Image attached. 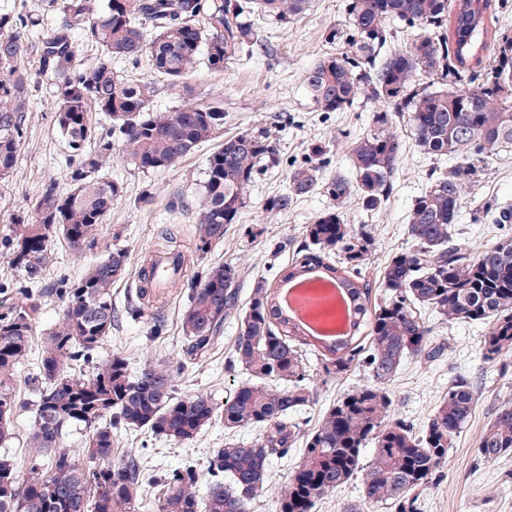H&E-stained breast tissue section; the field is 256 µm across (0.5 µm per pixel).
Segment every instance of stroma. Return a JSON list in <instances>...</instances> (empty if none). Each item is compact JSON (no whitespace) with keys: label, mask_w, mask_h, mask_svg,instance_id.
Listing matches in <instances>:
<instances>
[{"label":"stroma","mask_w":512,"mask_h":512,"mask_svg":"<svg viewBox=\"0 0 512 512\" xmlns=\"http://www.w3.org/2000/svg\"><path fill=\"white\" fill-rule=\"evenodd\" d=\"M311 2L306 14L291 23L265 24L262 35L268 46L266 52L243 54L221 70L198 68L189 78L196 103L223 101L224 136L269 132L280 156L277 166L265 169L253 180L247 191V205L237 222L228 226L223 241L207 253L195 254L192 284H202L212 265L243 263L251 266L252 273L250 280L241 284L242 295H249L253 282L258 280L278 285L282 268L291 263L304 240L305 225L312 223L329 201L317 191L299 199L288 213L277 215L266 212L267 201L287 189L294 165L309 158L317 143L323 147L320 179L353 175L350 149L355 139L369 129L375 105L363 97L347 112L316 111L303 84V74L327 54L344 51L343 43H328L327 34L343 21L346 0ZM61 21V15L49 16L29 35L24 65L32 73L33 104L18 162L8 178L0 179V313L24 300L19 291L24 278L10 261L8 245L16 218L33 221L32 203L45 182L56 181L63 192L71 186L72 151L55 126L57 80L39 70L41 45ZM396 133L402 151L385 209L377 215L366 212L355 198L342 208L345 223L366 225L373 235L372 253L364 269L373 280L379 279L389 256L411 248L406 233L411 202L425 187L431 172L448 168L447 162L418 151L405 121H397ZM211 150V145H204L174 168L144 174L125 160L121 146H114L104 172L109 178L123 181L126 194L113 206L94 248H75L60 237L54 240L51 261L37 283L45 296L33 352L16 368L14 435L0 445V455L12 457L20 477L28 476L38 454L31 441L37 400L31 377L35 373V354L63 312L59 290L64 282L80 277L88 263L107 250H127L130 269L112 288V333L95 352V359L103 361L118 354L127 357L135 369L146 364L167 367L175 377L176 392L181 398L205 392L220 403L244 381L243 372L230 364L240 330L235 321L225 326L224 338L211 358L199 364L182 362L180 321L190 284L165 289L163 303L152 311L140 313L134 309L137 273L161 232L171 224L189 229L197 222L201 184ZM145 192L150 194V202L139 203V196ZM504 203L512 205V153L490 157L480 180L467 188L459 229L476 244L512 236V226L472 221L475 212ZM430 326L432 336L445 344L446 350L432 362L410 360L403 364L389 387L394 418L421 428L447 391L449 379L457 376L473 383L478 403L468 427L450 451L447 466L419 497L417 512H512V454L488 464L475 458L481 430L492 420L501 402L512 399V358L500 362L483 360V324L434 320ZM371 381L368 370L359 367L340 381L319 382L314 402L298 417L302 430L311 431L337 399ZM224 438V424L219 420L206 426L194 441L184 444L166 441L145 430H118L114 433L112 455L119 458L135 454L149 477H160L187 465L202 472L210 449L223 447ZM300 459V449L293 448L286 458L273 461L269 479L249 501L248 512H275L276 497L288 486Z\"/></svg>","instance_id":"obj_1"}]
</instances>
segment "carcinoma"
Segmentation results:
<instances>
[{
    "instance_id": "obj_1",
    "label": "carcinoma",
    "mask_w": 512,
    "mask_h": 512,
    "mask_svg": "<svg viewBox=\"0 0 512 512\" xmlns=\"http://www.w3.org/2000/svg\"><path fill=\"white\" fill-rule=\"evenodd\" d=\"M43 11L63 15L62 25L43 42L41 72L59 79L55 124L77 157L73 189L63 193L44 185L29 224H14L11 263L31 280L49 261L52 238L74 246L95 244L99 227L125 193L123 184L99 175L112 146L119 143L142 173L168 169L224 128V104L189 102L188 83L200 66L222 70L243 52L262 44L261 25H285L304 13L310 0H41ZM491 0H457L448 20V0H348L345 24L329 31V42L343 41L346 52L330 54L309 68L303 82L320 112H346L366 95L378 103L371 128L354 142V178L338 175L318 181L309 161L289 176L288 192L265 209L288 211L295 198L318 189L331 201L306 226L296 259L282 270L281 283L320 276L336 283L351 303L348 335L332 341L306 333L280 303V289L259 282L246 309L240 308L242 264L209 268L204 283L191 289L181 331V356L198 363L214 349L224 323L241 317L233 362L247 379L223 404L199 392L176 396L173 373L146 364L129 372L127 360L113 356L92 368L88 378L67 371L84 362L112 332V285L124 277L128 255L110 251L93 262L62 293L64 310L43 341L38 373L35 447L46 451L42 464L20 480L11 459L0 458V512H247L252 496L268 481L272 460L297 444L302 457L276 512H312L316 502L360 476L363 499L386 512H415L419 494L448 464L456 437L476 407L473 385L464 377L448 380V391L424 426L415 431L392 418L388 389L402 362H430L443 346L434 343L422 317L427 309L448 322L488 325L482 340L487 361L512 356V237L473 247L458 236L456 224L466 186L487 159L512 151V37L497 43L487 58L486 18ZM420 33L402 49L388 51L389 23ZM37 20L28 13L0 15V179L12 173L29 111L31 74L23 64L27 32ZM102 50L83 63L73 33ZM145 62L179 92L184 103L156 108L157 84L112 68V61ZM404 116L418 150L450 161L448 171L431 174L407 215L412 248L394 254L374 288L363 274L371 237L344 223L351 198L375 214L392 193L400 140L391 131V113ZM268 133H242L224 139L208 156L201 185L202 209L195 248L207 251L224 240L226 225L246 204V192L262 168L275 164ZM179 229L168 228L155 252L167 256L173 274L185 256L173 248ZM338 256L339 261L332 260ZM138 306L153 302L148 268L139 271ZM40 310L39 296L0 314V441L13 435L14 371L27 358ZM312 347L323 372L338 379L366 367L373 384L337 400L320 425L305 434L297 414L314 402L303 348ZM224 421V447L211 450L210 481L199 495V476L190 466L171 471L146 495L144 474L135 457L112 459V429H146L184 444L212 421ZM89 430L88 461L78 464L56 447L64 430ZM258 428L254 442L238 432ZM372 457L364 462L367 448ZM512 454V404L504 402L477 439L479 462Z\"/></svg>"
}]
</instances>
